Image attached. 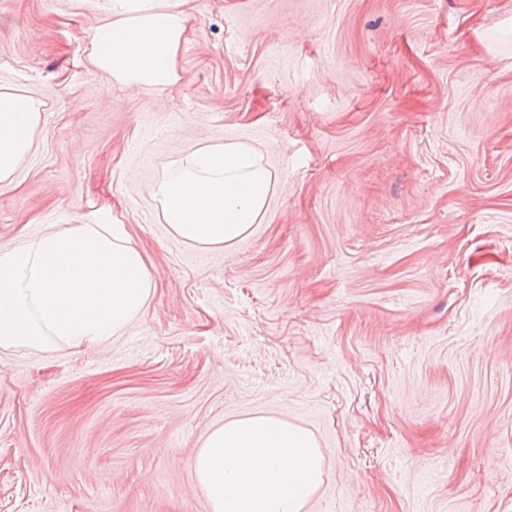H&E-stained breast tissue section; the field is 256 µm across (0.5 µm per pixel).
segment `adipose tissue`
Instances as JSON below:
<instances>
[{"instance_id":"adipose-tissue-1","label":"adipose tissue","mask_w":512,"mask_h":512,"mask_svg":"<svg viewBox=\"0 0 512 512\" xmlns=\"http://www.w3.org/2000/svg\"><path fill=\"white\" fill-rule=\"evenodd\" d=\"M103 20L89 59L113 83L158 89L179 81L178 53L188 17L176 0H95ZM41 103L0 92V188L32 150ZM275 178L244 143L198 145L173 161L151 189L162 217L183 242L224 248L260 223ZM155 286L143 253L121 224L46 228L0 248V351L56 343H100L143 312Z\"/></svg>"}]
</instances>
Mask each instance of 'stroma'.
Returning a JSON list of instances; mask_svg holds the SVG:
<instances>
[{"instance_id":"1","label":"stroma","mask_w":512,"mask_h":512,"mask_svg":"<svg viewBox=\"0 0 512 512\" xmlns=\"http://www.w3.org/2000/svg\"><path fill=\"white\" fill-rule=\"evenodd\" d=\"M181 79L113 85L101 16L0 0V91L42 103L0 246L125 225L155 277L98 344L0 351V512H210L191 461L247 416L315 437L303 512H512V0H183ZM275 177L251 233L175 238L195 143Z\"/></svg>"}]
</instances>
